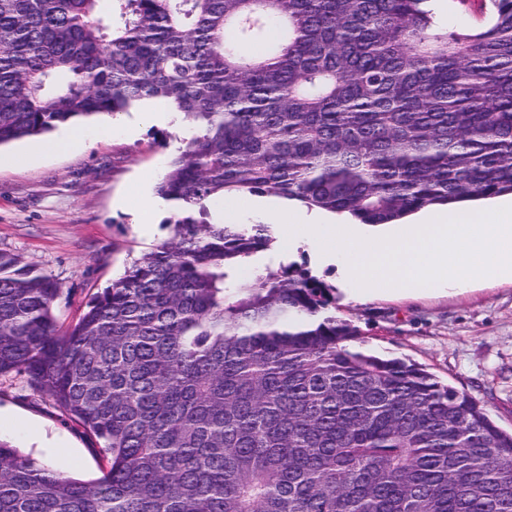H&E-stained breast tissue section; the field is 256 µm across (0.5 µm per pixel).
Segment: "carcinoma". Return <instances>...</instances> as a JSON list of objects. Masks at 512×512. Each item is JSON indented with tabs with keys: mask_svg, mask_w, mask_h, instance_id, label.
<instances>
[{
	"mask_svg": "<svg viewBox=\"0 0 512 512\" xmlns=\"http://www.w3.org/2000/svg\"><path fill=\"white\" fill-rule=\"evenodd\" d=\"M479 28L430 0H0V146L170 102L196 127L156 193L171 235L64 326L0 252V376L99 442L82 481L0 440V512H512V433L361 347L293 268L230 279L268 226L194 213L262 193L395 224L512 194V0ZM264 44L267 51L243 49ZM489 12V7L481 13L479 10H473L469 13H459L455 10L445 9L443 12H438V20L448 30H455L459 28H475L485 23Z\"/></svg>",
	"mask_w": 512,
	"mask_h": 512,
	"instance_id": "carcinoma-1",
	"label": "carcinoma"
}]
</instances>
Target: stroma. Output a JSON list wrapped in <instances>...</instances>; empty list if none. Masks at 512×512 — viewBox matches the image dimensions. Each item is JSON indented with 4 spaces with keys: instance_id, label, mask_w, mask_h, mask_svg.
I'll return each instance as SVG.
<instances>
[{
    "instance_id": "stroma-1",
    "label": "stroma",
    "mask_w": 512,
    "mask_h": 512,
    "mask_svg": "<svg viewBox=\"0 0 512 512\" xmlns=\"http://www.w3.org/2000/svg\"><path fill=\"white\" fill-rule=\"evenodd\" d=\"M132 132L98 134L99 117L82 120L93 142L67 154L42 153L43 136L0 148L12 157L0 166V251L20 255L56 280L55 313L75 321L90 298L123 274L141 254L166 241L177 206L157 196L171 155L194 132L186 119L142 123ZM150 197L142 209V197ZM293 266L330 289L331 310L355 325L366 349L424 366L439 380L481 402L504 431H512V282L416 296L346 298L341 264L322 257L317 241L258 253L233 277L250 280L256 269ZM0 439L21 455L49 464L62 454L69 476L101 474L99 444L25 378L0 377Z\"/></svg>"
}]
</instances>
